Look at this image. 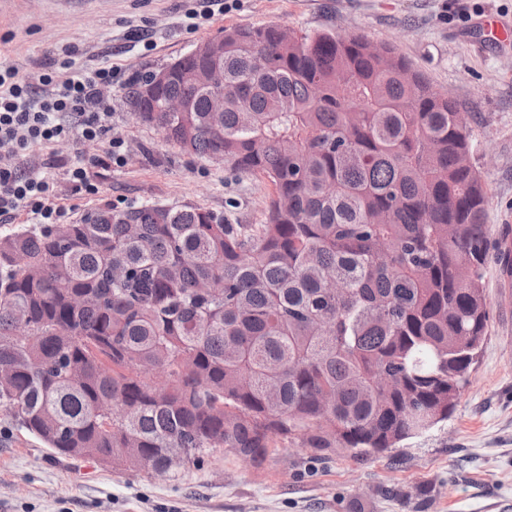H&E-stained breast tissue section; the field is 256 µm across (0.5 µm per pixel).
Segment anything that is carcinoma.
<instances>
[{"instance_id": "carcinoma-1", "label": "carcinoma", "mask_w": 512, "mask_h": 512, "mask_svg": "<svg viewBox=\"0 0 512 512\" xmlns=\"http://www.w3.org/2000/svg\"><path fill=\"white\" fill-rule=\"evenodd\" d=\"M224 30V102L182 68L137 122L275 186L266 222L101 209L0 234V406L56 454L149 472L273 437L375 456L448 420L490 326L484 175L458 107L390 45ZM262 55L267 66L253 69ZM188 112H157L163 100ZM153 367L169 382L153 385Z\"/></svg>"}]
</instances>
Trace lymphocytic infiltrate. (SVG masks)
Wrapping results in <instances>:
<instances>
[{
	"instance_id": "f902f5d3",
	"label": "lymphocytic infiltrate",
	"mask_w": 512,
	"mask_h": 512,
	"mask_svg": "<svg viewBox=\"0 0 512 512\" xmlns=\"http://www.w3.org/2000/svg\"><path fill=\"white\" fill-rule=\"evenodd\" d=\"M113 74L109 66L78 72L36 98L27 82L11 72L0 73V146L9 145L21 152L31 144L53 142L74 132L86 140L104 137L109 130L110 112L101 88L111 83ZM61 115L74 116L75 126L58 123ZM52 191L46 178L1 167L0 217L28 209L46 221H56L60 211L50 201Z\"/></svg>"
}]
</instances>
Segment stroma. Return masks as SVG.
<instances>
[{
	"label": "stroma",
	"instance_id": "obj_1",
	"mask_svg": "<svg viewBox=\"0 0 512 512\" xmlns=\"http://www.w3.org/2000/svg\"><path fill=\"white\" fill-rule=\"evenodd\" d=\"M512 20V0H237L208 14L204 0H0V67L36 94L39 77L112 66L102 89L112 116L107 137L78 135L0 165L48 177L63 221L131 205H197L236 224L266 220L273 185L233 175L137 123L125 101L140 79L232 27L278 24L297 33L363 32L396 48L467 117L473 162L489 192L486 222L512 249V42L484 40L483 16ZM125 161L109 164L110 140ZM84 167L97 193L75 190L69 171ZM491 326L470 382L448 421L401 447L369 457L300 448L277 437L259 461L213 449L200 467L156 480L101 461L52 454L0 408V512H512V277L489 266Z\"/></svg>",
	"mask_w": 512,
	"mask_h": 512
}]
</instances>
